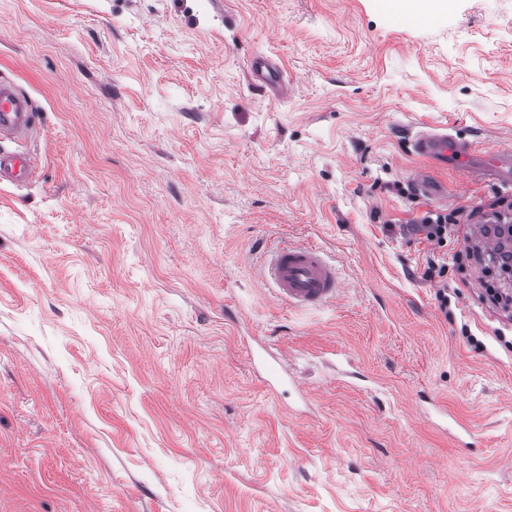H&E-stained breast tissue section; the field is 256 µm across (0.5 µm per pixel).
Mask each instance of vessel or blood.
Wrapping results in <instances>:
<instances>
[{
	"label": "vessel or blood",
	"mask_w": 512,
	"mask_h": 512,
	"mask_svg": "<svg viewBox=\"0 0 512 512\" xmlns=\"http://www.w3.org/2000/svg\"><path fill=\"white\" fill-rule=\"evenodd\" d=\"M258 84L287 94L290 86L278 67L266 59L252 64ZM36 131L35 114L29 99L15 84L0 76V183L20 184L32 181L39 172L37 156L25 150V143ZM414 149L439 165L448 161L465 163L467 172L491 175L512 183V150L501 149L481 156L471 144L436 131H418ZM262 277L273 286L277 296L289 308L317 309L335 301L341 282L320 247L312 244H275L263 247Z\"/></svg>",
	"instance_id": "vessel-or-blood-1"
}]
</instances>
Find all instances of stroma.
Here are the masks:
<instances>
[{"instance_id":"stroma-1","label":"stroma","mask_w":512,"mask_h":512,"mask_svg":"<svg viewBox=\"0 0 512 512\" xmlns=\"http://www.w3.org/2000/svg\"><path fill=\"white\" fill-rule=\"evenodd\" d=\"M0 0L42 163L0 184V512H512V321L444 317L413 148L512 142V0ZM266 58L292 81L256 86ZM427 172L440 198L402 195ZM321 247L294 310L258 252ZM262 278L272 285L277 296L289 308L317 309L334 302L340 295L341 282L336 269L312 244L265 245Z\"/></svg>"}]
</instances>
